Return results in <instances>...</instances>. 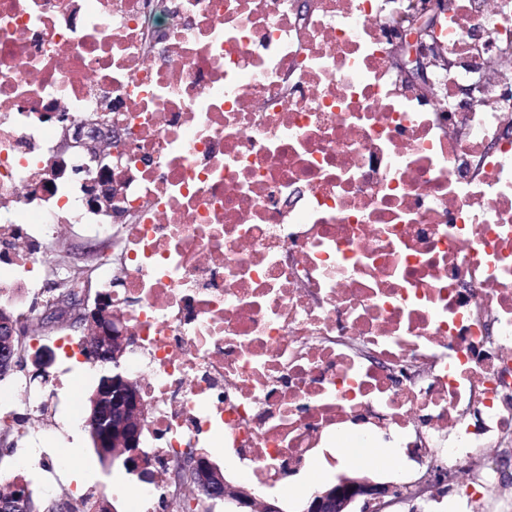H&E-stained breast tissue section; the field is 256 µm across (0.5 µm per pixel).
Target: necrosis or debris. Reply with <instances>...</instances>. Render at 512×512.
Masks as SVG:
<instances>
[{
    "label": "necrosis or debris",
    "instance_id": "4bbe7bcc",
    "mask_svg": "<svg viewBox=\"0 0 512 512\" xmlns=\"http://www.w3.org/2000/svg\"><path fill=\"white\" fill-rule=\"evenodd\" d=\"M403 0H0V309L36 319L63 227L131 338L153 481L215 448L258 496L350 434L397 489L512 447V0H441L429 84ZM473 106H460L461 86ZM129 145L61 150L65 126ZM110 181L111 212L86 186ZM393 26L392 59L408 81L424 84L431 65L426 53L427 34L435 29L439 19V1L405 0ZM64 245L66 250H70L77 258L82 261L94 264L96 256L94 255L95 244L88 238L82 236L74 229H69L64 235ZM97 248V247H96Z\"/></svg>",
    "mask_w": 512,
    "mask_h": 512
}]
</instances>
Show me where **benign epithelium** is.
Returning a JSON list of instances; mask_svg holds the SVG:
<instances>
[{
    "mask_svg": "<svg viewBox=\"0 0 512 512\" xmlns=\"http://www.w3.org/2000/svg\"><path fill=\"white\" fill-rule=\"evenodd\" d=\"M405 7L393 26L392 59L405 79L423 84L428 79L430 61L420 48L427 44V34L436 28L439 19L437 0H404ZM119 130L106 128L90 139L78 130H70L66 146L95 151L105 140H119ZM90 202L97 208L112 212V190L101 180L91 182L86 188ZM48 289L56 293L54 304L45 308L41 315V327L47 329L64 319L74 326H83L91 333L87 357L91 363L106 371L119 367L126 351L129 336L112 321L110 299L99 293L93 305L85 297L68 289L61 280L49 282ZM29 335V328L21 325L9 313L0 315V376L7 377L25 360L21 352L22 337ZM32 376H46V369L54 361V352L42 347L32 354ZM92 412L86 417L83 428L94 436L96 447L108 451L115 449L123 456V462L143 478L150 476L141 450L143 402L135 382L122 373H110L101 377L92 396ZM196 497L212 506L224 500L226 480L221 470L209 459L195 455L189 462ZM29 491L23 484L13 487L11 502H0V512H23ZM240 512H281L269 502H257L251 490L241 487L235 493ZM364 502L370 512H385L395 503L393 486L368 479H349L315 494L303 512H350L351 507Z\"/></svg>",
    "mask_w": 512,
    "mask_h": 512,
    "instance_id": "1",
    "label": "benign epithelium"
}]
</instances>
